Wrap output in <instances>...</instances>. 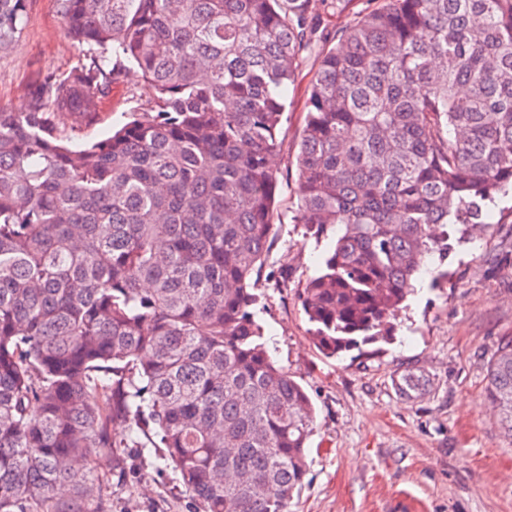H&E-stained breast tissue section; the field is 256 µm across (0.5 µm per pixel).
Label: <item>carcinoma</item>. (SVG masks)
<instances>
[{
    "label": "carcinoma",
    "mask_w": 512,
    "mask_h": 512,
    "mask_svg": "<svg viewBox=\"0 0 512 512\" xmlns=\"http://www.w3.org/2000/svg\"><path fill=\"white\" fill-rule=\"evenodd\" d=\"M0 0V55L27 22ZM90 62L0 109V512H112L151 447L189 512H288L314 407L263 341L270 157L334 0H58ZM134 69L153 105L68 142ZM294 223L334 240L298 300L339 357L392 339L427 260L512 193V0H379L312 81ZM486 400L512 438V336Z\"/></svg>",
    "instance_id": "1"
}]
</instances>
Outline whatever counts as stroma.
Returning <instances> with one entry per match:
<instances>
[{
    "mask_svg": "<svg viewBox=\"0 0 512 512\" xmlns=\"http://www.w3.org/2000/svg\"><path fill=\"white\" fill-rule=\"evenodd\" d=\"M374 0H342L319 15L317 40L302 53L285 94L279 148L273 243L259 286L258 317L270 355L298 381L316 409L305 485L288 512H512V439L484 398L487 363L504 336H512V270L497 256L512 240V195L497 199L492 219L475 241L454 244L447 258L423 272L397 319L391 341L338 358L320 354L308 337L297 288L312 274L325 242L293 221L296 154L310 84L340 29L373 9ZM63 29L58 0H27V24L0 56V108L27 104L38 71L65 70L83 60ZM152 94L131 76L105 99L82 139L98 140L127 112L148 108ZM287 273L288 287L275 279ZM400 371L424 375L425 397H397ZM112 512H187L188 502L153 458L134 461Z\"/></svg>",
    "mask_w": 512,
    "mask_h": 512,
    "instance_id": "stroma-1",
    "label": "stroma"
}]
</instances>
